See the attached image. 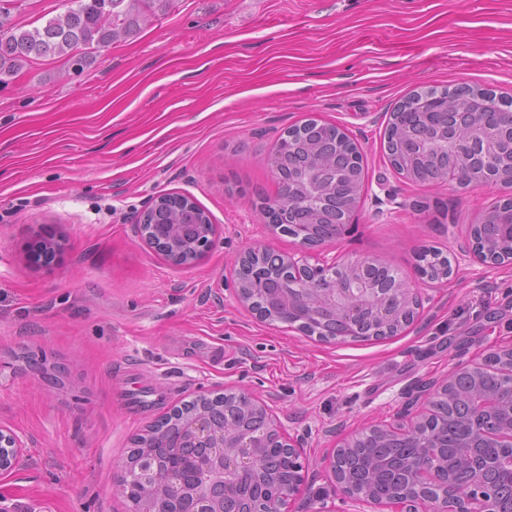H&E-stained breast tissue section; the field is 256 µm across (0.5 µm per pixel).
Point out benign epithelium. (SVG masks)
<instances>
[{
    "mask_svg": "<svg viewBox=\"0 0 512 512\" xmlns=\"http://www.w3.org/2000/svg\"><path fill=\"white\" fill-rule=\"evenodd\" d=\"M412 120L402 123L403 108L392 113L389 128L395 146L388 151L390 164L403 178L422 181L423 171L432 173V186L491 184L506 193L483 213L481 223L497 225L495 236L471 235L473 258L487 265L512 262V109L496 104L490 90H475L467 96L453 92L427 97L410 108ZM310 166L288 190L259 206L265 222L281 232L294 229L297 250L281 254L267 245H253L238 257L232 288L243 305H253L262 293L267 309L256 313L264 320L278 321L283 313L299 316L301 323L341 325L342 335H357L363 320L376 322L380 330L396 335L417 315L419 301L407 283L399 279L389 289L364 279L370 267L388 268L380 259L363 258L345 265L320 261L316 250L338 242L351 232V216L364 193L358 169L338 168L335 178L323 174L325 160L316 144L308 147ZM345 196V214L336 216V194ZM177 203L194 213L196 223L171 224L139 221L142 239L169 263L191 266L213 244L217 227L206 214L194 209V200L178 195ZM299 211L302 219L291 225L279 215ZM328 232L319 237L321 225ZM503 369V388L489 391L475 384L466 393L472 404V438L495 446L512 447V344L493 350ZM485 362L462 360L439 380L423 382L408 393L394 421L367 426L345 438L328 459L336 490L355 499L379 503L389 512H502L495 491L481 483H463L448 463L430 424L433 414L449 401V389L462 374L478 377ZM195 407L178 418L180 432L152 427L138 447L143 453L122 466L120 483H136L140 497L132 512H282L281 504L299 497L304 490L306 465L301 461L303 439L284 433L281 422L261 399L245 392L224 390L196 395ZM389 439L405 436L417 449L406 468V479L389 497L378 500L370 487L357 486L340 462L364 435ZM195 448L197 452L171 455L167 468L152 460V448ZM24 443L12 430L0 427V474L19 464ZM271 448H282L293 464V476L283 483L277 472L266 469L263 459Z\"/></svg>",
    "mask_w": 512,
    "mask_h": 512,
    "instance_id": "1",
    "label": "benign epithelium"
}]
</instances>
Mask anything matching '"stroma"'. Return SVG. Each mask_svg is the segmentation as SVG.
<instances>
[{
  "mask_svg": "<svg viewBox=\"0 0 512 512\" xmlns=\"http://www.w3.org/2000/svg\"><path fill=\"white\" fill-rule=\"evenodd\" d=\"M68 0H12L30 29ZM467 85L512 95V0H171L152 25L76 70L31 63L0 86V426L25 443L0 477L16 512H129L133 441L197 391L264 400L305 438L306 490L289 512H379L339 501L324 461L346 435L392 421L419 382L512 342V265L472 261L491 186L394 173L391 112L414 92ZM336 125L360 148L354 231L327 261L384 260L417 289L401 334L325 342L264 322L226 280L238 252L294 238L259 219L278 184L265 163L286 130ZM191 196L219 227L176 267L139 237L146 203ZM65 242L42 266L40 238ZM438 249L453 274L417 256ZM418 267L422 269L424 274H429L430 277L439 278L441 269L439 267H450L448 257L442 256V252L438 250H429L421 253L418 256Z\"/></svg>",
  "mask_w": 512,
  "mask_h": 512,
  "instance_id": "35a3bbf8",
  "label": "stroma"
}]
</instances>
